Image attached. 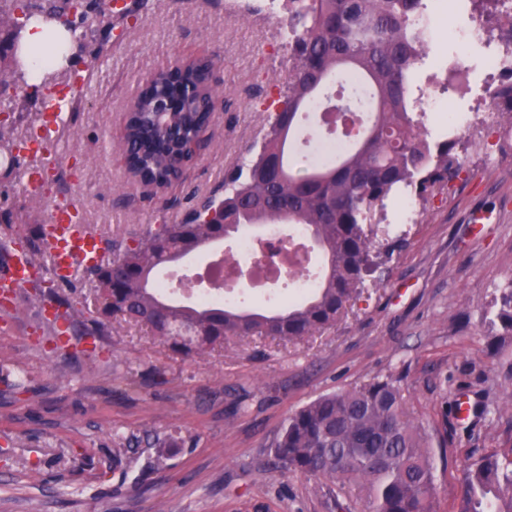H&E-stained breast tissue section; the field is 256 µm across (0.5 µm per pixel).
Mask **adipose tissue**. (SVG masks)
<instances>
[{
    "label": "adipose tissue",
    "instance_id": "adipose-tissue-1",
    "mask_svg": "<svg viewBox=\"0 0 512 512\" xmlns=\"http://www.w3.org/2000/svg\"><path fill=\"white\" fill-rule=\"evenodd\" d=\"M64 45H71L72 38L67 28L53 21L33 20L20 37L19 61L28 84L39 85L48 74L61 69L67 62L66 57L55 55L45 56L42 52L48 37Z\"/></svg>",
    "mask_w": 512,
    "mask_h": 512
}]
</instances>
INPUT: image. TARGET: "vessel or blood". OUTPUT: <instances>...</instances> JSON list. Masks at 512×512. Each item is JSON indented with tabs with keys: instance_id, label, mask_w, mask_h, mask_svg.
I'll return each instance as SVG.
<instances>
[{
	"instance_id": "obj_1",
	"label": "vessel or blood",
	"mask_w": 512,
	"mask_h": 512,
	"mask_svg": "<svg viewBox=\"0 0 512 512\" xmlns=\"http://www.w3.org/2000/svg\"><path fill=\"white\" fill-rule=\"evenodd\" d=\"M48 233V263L58 278L71 279L79 270L101 261V239L88 230L76 205L55 207L48 217ZM40 273L41 267L36 262L17 259L8 272L0 275V303L11 304L18 291L38 278Z\"/></svg>"
}]
</instances>
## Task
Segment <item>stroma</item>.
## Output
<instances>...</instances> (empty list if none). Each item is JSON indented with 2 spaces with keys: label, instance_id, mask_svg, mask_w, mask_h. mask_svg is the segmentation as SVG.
<instances>
[{
  "label": "stroma",
  "instance_id": "35a3bbf8",
  "mask_svg": "<svg viewBox=\"0 0 512 512\" xmlns=\"http://www.w3.org/2000/svg\"><path fill=\"white\" fill-rule=\"evenodd\" d=\"M73 91L80 110L45 147L0 152V242L10 253L38 234L50 209L78 204L88 227L113 235L182 219L261 141L255 104L267 81L283 83L289 52L280 22L238 0H143L123 40L107 24L76 30ZM203 55L214 62L221 105L182 178L160 191L128 172L125 115L157 70ZM63 85L33 87L19 74L0 84V131L14 136L42 115ZM47 176L37 198L19 167ZM464 173L416 204L403 246L336 326L295 342L232 337L198 355H172L143 326L113 321L93 353L56 349L49 312L69 299L78 328L94 306L80 283L42 274L0 312V512H364L325 479L269 465L287 417L321 395L383 375L429 431L441 512H454L469 459L512 450V342L499 343L485 311L512 287V120L475 127ZM491 213L482 229L473 211ZM23 376L28 392L10 378ZM132 438L122 458L114 435ZM179 442L164 448L168 438Z\"/></svg>",
  "mask_w": 512,
  "mask_h": 512
}]
</instances>
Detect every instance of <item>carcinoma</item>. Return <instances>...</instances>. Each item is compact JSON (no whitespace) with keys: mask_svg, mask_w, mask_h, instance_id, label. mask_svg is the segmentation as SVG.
<instances>
[{"mask_svg":"<svg viewBox=\"0 0 512 512\" xmlns=\"http://www.w3.org/2000/svg\"><path fill=\"white\" fill-rule=\"evenodd\" d=\"M289 81L271 103L259 152L247 166L224 176V185L190 208L175 224L143 235L108 237L104 258L84 271L99 318L89 335L112 331V320L145 325L176 355L224 345L230 336H271L290 341L333 326L363 291L379 264L373 226L390 199L409 188L421 199L460 177L458 149L465 135L452 129L429 137L426 113L417 111L415 65L421 44L408 19L420 0H289ZM56 16L82 8L80 21L102 23L83 0H47ZM21 0H0V41L18 46L35 13ZM211 63L192 60L177 73L159 71L127 117L125 151L136 177L165 186L200 137L207 114L195 107L172 125L156 120L154 102L172 82L186 80L211 93ZM342 80L350 112L370 122L347 148L320 159L302 148L285 159L297 115L313 111L321 89ZM492 107L512 115V77L494 93ZM303 224L327 259L318 287L272 314L211 302L195 307L168 301L153 275L164 264L200 251L254 224ZM501 335L512 336V289L493 311ZM272 467L323 478L356 491L366 512H440L436 468L425 430L405 410L392 377H375L348 390L322 395L289 416L272 449ZM456 512H512V453L468 462Z\"/></svg>","mask_w":512,"mask_h":512,"instance_id":"cac0c4a2","label":"carcinoma"}]
</instances>
